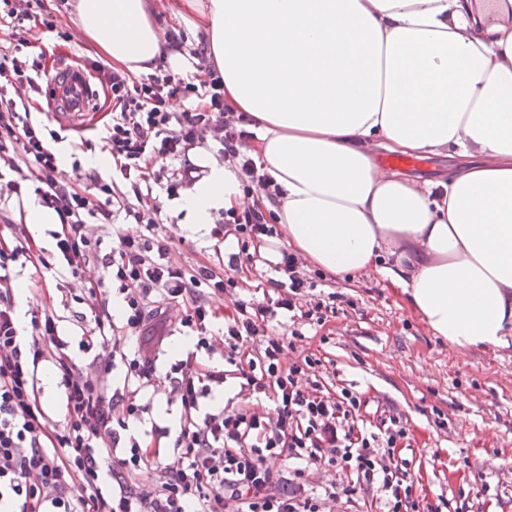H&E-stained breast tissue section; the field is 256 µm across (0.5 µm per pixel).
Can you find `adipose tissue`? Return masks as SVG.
<instances>
[{
	"instance_id": "1",
	"label": "adipose tissue",
	"mask_w": 512,
	"mask_h": 512,
	"mask_svg": "<svg viewBox=\"0 0 512 512\" xmlns=\"http://www.w3.org/2000/svg\"><path fill=\"white\" fill-rule=\"evenodd\" d=\"M190 32L247 113L263 171L279 187V235L324 271L379 269L435 335L458 348L512 345V24L471 0H181ZM76 25L132 75L167 49L150 0H76ZM447 154L448 178L421 181L373 153ZM179 207L205 236L245 204L231 166L203 159Z\"/></svg>"
}]
</instances>
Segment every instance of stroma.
Wrapping results in <instances>:
<instances>
[{"label":"stroma","instance_id":"35a3bbf8","mask_svg":"<svg viewBox=\"0 0 512 512\" xmlns=\"http://www.w3.org/2000/svg\"><path fill=\"white\" fill-rule=\"evenodd\" d=\"M58 26L73 34L66 43L55 33L34 28L44 64H87L99 53L57 0H44ZM112 103L98 98L96 115L76 121L62 142L68 153L84 158L86 144H99ZM158 231L170 238L173 257L189 265L223 249L213 236L190 234L177 199L158 193ZM314 288L313 300L332 299L336 315L317 330L294 339L289 359L315 353L322 364L316 378L331 392L349 390L368 400L379 417L398 416L410 430L408 456L416 474L414 500L438 505L439 512H512V347L461 349L435 336L402 288L370 270L337 278L301 261ZM170 388L157 378L145 390L150 409L143 428L177 426L180 407L169 402ZM489 485V495L476 491Z\"/></svg>","mask_w":512,"mask_h":512}]
</instances>
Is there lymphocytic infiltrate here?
I'll use <instances>...</instances> for the list:
<instances>
[{"instance_id": "1", "label": "lymphocytic infiltrate", "mask_w": 512, "mask_h": 512, "mask_svg": "<svg viewBox=\"0 0 512 512\" xmlns=\"http://www.w3.org/2000/svg\"><path fill=\"white\" fill-rule=\"evenodd\" d=\"M37 20L71 41L69 31L39 20L22 0H0V27L17 31L14 42L0 44V181L10 191L31 182L39 205L58 219L51 253L17 233L0 235V502L14 512H326L330 502L351 503L372 492L381 512H408L414 478L397 453L410 439L406 427L391 417L371 428L366 400L345 389L323 391L311 378L319 358L288 360L283 337L268 332L285 313L314 327L328 321L324 303L306 299L311 284L297 257L284 254L274 294L224 307L237 273L254 260L251 246L273 233L276 195L254 158L255 135L243 128L246 113L224 100L220 72L209 68L202 80L163 66L136 78L92 61V77L112 97L100 150L115 174L87 172L75 186L59 178L61 132L34 117L23 96L40 91L47 76L41 57L26 52ZM209 138L255 201L225 210L214 228L222 236L237 232L236 253L187 266L171 257L168 237L156 231L154 188L165 186L172 197L192 182L197 169L189 154ZM116 214L138 230L117 233L105 254L93 219ZM19 261L39 275L53 272L60 292L103 269L79 298L86 307L81 345L94 354L88 364L68 352L55 308L33 312L29 332L20 331L11 275ZM114 297L122 303L118 323L108 309ZM172 308L174 332L192 337L193 348L162 371L148 334ZM219 320L224 330L217 334ZM217 355L224 366L214 365ZM43 362L65 395L59 425L42 406L36 372ZM120 366L126 373L116 387L109 376ZM159 375L181 411L170 450L161 444L164 428L128 433L148 410L142 390ZM231 379L246 399L205 408L213 390ZM172 450L177 460H169ZM322 466L345 473L346 482L311 486V472ZM149 471L155 479L140 482Z\"/></svg>"}]
</instances>
